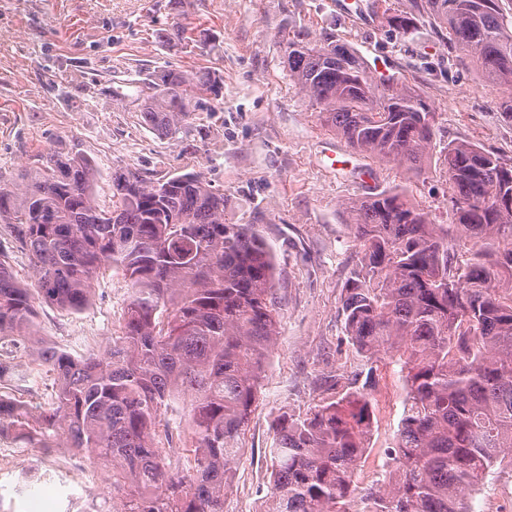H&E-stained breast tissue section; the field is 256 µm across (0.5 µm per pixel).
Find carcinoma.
<instances>
[{
	"label": "carcinoma",
	"instance_id": "cac0c4a2",
	"mask_svg": "<svg viewBox=\"0 0 512 512\" xmlns=\"http://www.w3.org/2000/svg\"><path fill=\"white\" fill-rule=\"evenodd\" d=\"M503 0H406L387 15L399 34L427 22L484 80L504 85L512 113V8ZM288 74L354 151L405 173L426 167L435 114L420 90L375 79L361 57L326 34L282 37ZM214 71L166 67L137 86L139 112L173 137L208 95ZM443 164L453 224H435L404 193L347 204L358 243L343 289L346 336L370 361L396 356L406 386L392 466L363 490L365 512H472L496 464H512V166L474 142L448 145ZM96 162L51 150L0 186V220L35 272L20 284L0 250V341L26 345L54 379L32 416L0 392V437L19 448H69L111 469L113 512H224L228 464L257 400L278 336L277 259L257 224L226 214L224 193L200 174L151 179L112 169V200L95 193ZM456 227L467 255L449 240ZM120 269L127 299L105 354L75 356L38 336L43 306L89 304L100 273ZM25 381L0 356V388ZM190 395L188 445L169 437L170 402ZM370 428L367 394L350 388L301 418L283 414L268 449V512H349Z\"/></svg>",
	"mask_w": 512,
	"mask_h": 512
}]
</instances>
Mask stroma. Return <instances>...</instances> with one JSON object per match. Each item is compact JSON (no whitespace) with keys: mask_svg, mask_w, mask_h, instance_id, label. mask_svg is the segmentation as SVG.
I'll list each match as a JSON object with an SVG mask.
<instances>
[{"mask_svg":"<svg viewBox=\"0 0 512 512\" xmlns=\"http://www.w3.org/2000/svg\"><path fill=\"white\" fill-rule=\"evenodd\" d=\"M336 2L181 0L173 29L169 0H0V184L12 183L52 147L95 159L103 202L112 196L118 166L151 179L196 172L223 191L235 222L262 225L277 251L279 336L241 436L224 512H265L276 419L305 415L351 382L364 383L373 411L356 488L380 478L385 451L397 444L405 399L400 368L390 354L365 361L344 332L341 298L357 251L347 204L396 189L446 224L448 144L474 142L512 165V117L499 107L504 87L485 83L472 63L450 58L430 25L402 35L382 15L352 17ZM283 30L334 33L373 75L396 74L418 86L435 114L425 170L404 174L327 132L288 75ZM85 64L98 81L95 91L60 98L58 88L69 86ZM167 65L222 77L218 95L208 96L172 138L143 123L130 86L144 68ZM115 88L120 97L112 96ZM336 158L344 168L332 167ZM125 297L123 275L108 272L93 281L83 312L44 308L38 334L75 355L98 351L116 335ZM33 462L28 451L0 461V512H14L34 496L53 512H67L82 484L52 471L28 480ZM475 498L485 502V512H512V465L492 469Z\"/></svg>","mask_w":512,"mask_h":512,"instance_id":"35a3bbf8","label":"stroma"}]
</instances>
